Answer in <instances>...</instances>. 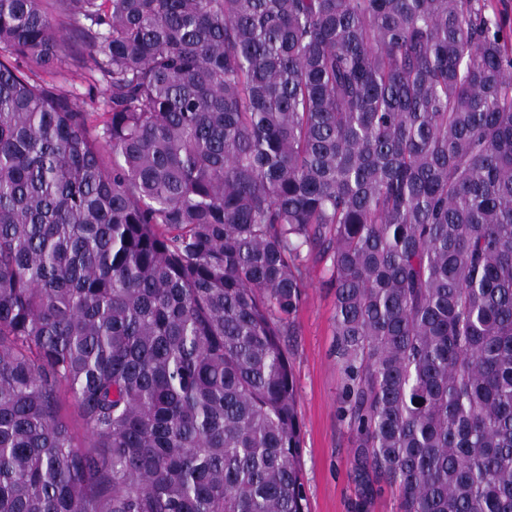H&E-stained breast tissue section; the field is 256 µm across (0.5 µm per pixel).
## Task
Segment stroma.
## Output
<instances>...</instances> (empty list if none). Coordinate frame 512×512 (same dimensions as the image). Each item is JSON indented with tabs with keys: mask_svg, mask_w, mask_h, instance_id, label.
<instances>
[{
	"mask_svg": "<svg viewBox=\"0 0 512 512\" xmlns=\"http://www.w3.org/2000/svg\"><path fill=\"white\" fill-rule=\"evenodd\" d=\"M70 23L59 27L65 56L46 82L71 92L85 109L102 111L101 77L79 69L81 47ZM334 294L323 264H311L302 306L289 342L302 422V467L310 512H356L359 487L353 474L355 434L337 416L340 373L333 355Z\"/></svg>",
	"mask_w": 512,
	"mask_h": 512,
	"instance_id": "1",
	"label": "stroma"
}]
</instances>
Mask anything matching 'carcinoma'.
I'll return each mask as SVG.
<instances>
[{
    "instance_id": "obj_1",
    "label": "carcinoma",
    "mask_w": 512,
    "mask_h": 512,
    "mask_svg": "<svg viewBox=\"0 0 512 512\" xmlns=\"http://www.w3.org/2000/svg\"><path fill=\"white\" fill-rule=\"evenodd\" d=\"M492 9L0 0V512H308L286 337L314 262L360 507L512 512ZM61 18L102 112L23 69L61 62ZM62 414L72 432L75 445L81 450L90 449V435L78 415V411L73 400L68 395L64 402Z\"/></svg>"
}]
</instances>
